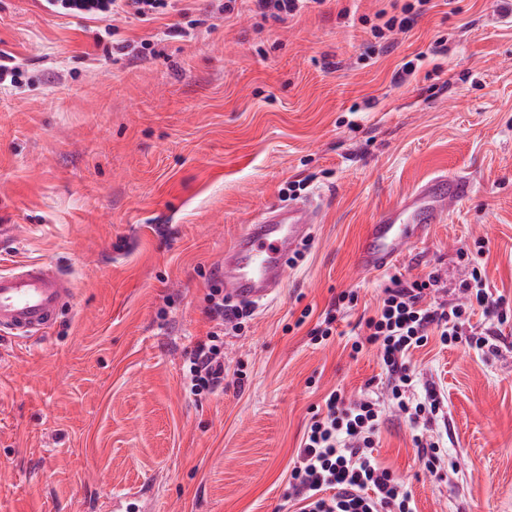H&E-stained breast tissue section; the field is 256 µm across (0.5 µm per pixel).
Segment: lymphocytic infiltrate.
<instances>
[{
  "instance_id": "1",
  "label": "lymphocytic infiltrate",
  "mask_w": 512,
  "mask_h": 512,
  "mask_svg": "<svg viewBox=\"0 0 512 512\" xmlns=\"http://www.w3.org/2000/svg\"><path fill=\"white\" fill-rule=\"evenodd\" d=\"M325 0H226L225 12L244 7L261 18L277 21L320 7ZM42 8L56 16L104 22L105 34L117 32V20L147 22L179 8V0H40ZM431 8V0H406L400 13L378 11L370 33L377 42L389 43L393 35L407 33ZM435 285L433 277L402 280L392 276L373 316L365 319L364 341L351 345L360 352L364 344L376 346L386 374L388 401H381L373 385L359 396L346 398L330 392L316 407L296 452L288 475L289 507L296 512H414L412 496L389 469L380 467L373 449L387 408L405 415L416 430L414 443L426 469L437 478L448 474V450L442 439L426 430L444 420L448 400L432 384H420L411 365L414 351L425 347L430 337L441 343L465 342L468 348L490 354L498 349L489 332L468 329L474 309L506 322L512 307L504 296L491 292L480 261L460 286L464 300L447 306L427 302ZM207 313L215 326L205 340L186 350L184 387L193 396L211 394L224 387L225 325H240L251 315L246 307L225 303L222 288L210 289Z\"/></svg>"
}]
</instances>
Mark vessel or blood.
Masks as SVG:
<instances>
[{"label":"vessel or blood","mask_w":512,"mask_h":512,"mask_svg":"<svg viewBox=\"0 0 512 512\" xmlns=\"http://www.w3.org/2000/svg\"><path fill=\"white\" fill-rule=\"evenodd\" d=\"M469 175L438 174L422 181L398 204L367 225L360 239L356 266L366 274L391 269L405 247L427 236L450 206L467 200ZM319 208L310 199L268 206L224 249L218 270L228 301L250 306L270 302L284 285L289 259L309 237ZM69 280L52 264L28 262L0 272V335L18 340L43 336L69 305Z\"/></svg>","instance_id":"obj_1"}]
</instances>
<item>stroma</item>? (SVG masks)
Returning <instances> with one entry per match:
<instances>
[{
	"label": "stroma",
	"mask_w": 512,
	"mask_h": 512,
	"mask_svg": "<svg viewBox=\"0 0 512 512\" xmlns=\"http://www.w3.org/2000/svg\"><path fill=\"white\" fill-rule=\"evenodd\" d=\"M223 2L189 0L188 38L168 36L175 13L120 23L125 51L105 52L102 23L0 0V52L32 76L0 86V271L49 262L74 293L44 337L0 339V512H114L118 496L124 512H289L311 408L382 376L374 347L350 349L388 282L356 271L358 241L431 175L471 174L473 195L393 273L436 275L432 300L457 302L480 241L491 291L512 300V0L440 2L373 56L359 18L392 0L283 21ZM302 179L320 208L311 243L277 297L225 329L223 391L186 397L225 246ZM349 289L356 306L313 343ZM471 323L496 331L497 353L434 341L412 357L447 396L455 474L425 471L395 413L374 451L416 512H512V321ZM357 300L358 294L356 291L342 292L336 298V303L321 315V317L323 315L324 317L318 321L316 327L309 332V336H312V339L316 342L328 340V338L333 335V324L337 321V313H340L341 309L354 306Z\"/></svg>",
	"instance_id": "obj_1"
}]
</instances>
